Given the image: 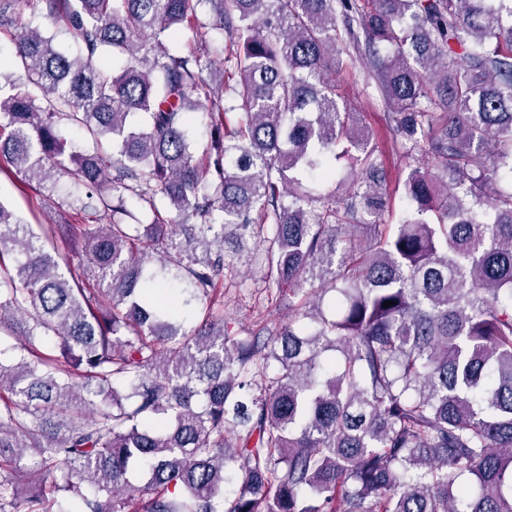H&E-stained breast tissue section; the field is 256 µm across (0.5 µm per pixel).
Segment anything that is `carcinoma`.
I'll return each mask as SVG.
<instances>
[{
    "label": "carcinoma",
    "instance_id": "carcinoma-1",
    "mask_svg": "<svg viewBox=\"0 0 512 512\" xmlns=\"http://www.w3.org/2000/svg\"><path fill=\"white\" fill-rule=\"evenodd\" d=\"M27 4L0 162L88 223L0 203V512H512V0ZM341 71L392 108L396 224ZM244 268L288 321L232 336Z\"/></svg>",
    "mask_w": 512,
    "mask_h": 512
}]
</instances>
